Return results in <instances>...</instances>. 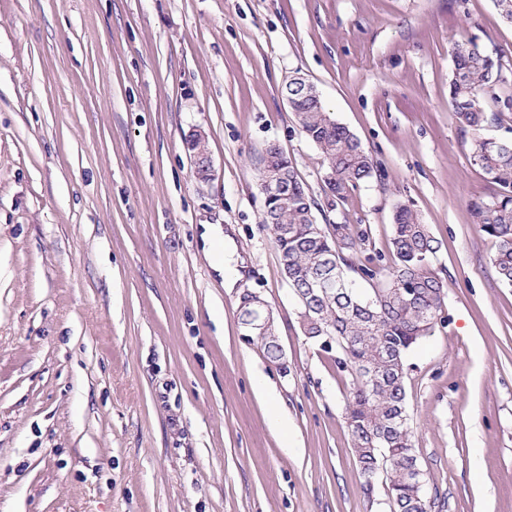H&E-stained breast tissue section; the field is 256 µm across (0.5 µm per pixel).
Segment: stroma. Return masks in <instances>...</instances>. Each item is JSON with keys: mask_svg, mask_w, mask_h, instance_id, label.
I'll list each match as a JSON object with an SVG mask.
<instances>
[{"mask_svg": "<svg viewBox=\"0 0 512 512\" xmlns=\"http://www.w3.org/2000/svg\"><path fill=\"white\" fill-rule=\"evenodd\" d=\"M457 40L512 79L492 0H0V512H388L263 224L269 144L326 200L295 74L376 165L328 222L381 249L405 204L441 243L444 320L406 391L442 512H512V287L469 208L495 186L448 101ZM247 292L283 364L244 339ZM206 141V135L201 130H193L184 138L185 148L194 166V173L199 178L211 179L213 176L209 152L201 147ZM197 144H199L197 146ZM217 224L203 225V232L201 234L202 244L204 250L212 258L213 268L223 277V280L232 281L235 275V270L230 267L224 257V235L221 238V231ZM222 241V247L217 250V243Z\"/></svg>", "mask_w": 512, "mask_h": 512, "instance_id": "obj_1", "label": "stroma"}]
</instances>
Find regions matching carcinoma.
I'll return each instance as SVG.
<instances>
[{"mask_svg":"<svg viewBox=\"0 0 512 512\" xmlns=\"http://www.w3.org/2000/svg\"><path fill=\"white\" fill-rule=\"evenodd\" d=\"M453 68L448 76V96L459 127L474 131L470 162L491 179L496 192L476 199L470 209L480 231L496 243L492 258L499 280L512 286V141L483 136L480 131L499 125L502 113L486 112L479 104L484 93L512 108V96L494 93L507 85L501 59L472 41L452 45ZM300 131L318 149L324 182L336 209L345 206L354 191L372 178V157L357 136L326 111L323 102L297 103ZM279 163L288 167V200L275 204L263 218L277 246L285 277L299 303V326L348 381L344 416L352 452L371 495L384 483L390 512H433L438 497L428 493L433 484L421 468L408 424L406 408L407 358L432 335L446 299L443 280L432 265L440 249L429 225L403 205L394 214L386 251L367 247L370 230L350 224L322 225L320 207L308 192L288 158L265 159L260 178ZM391 254L393 266L386 282L374 286L379 264ZM371 285L366 291L357 286ZM243 295L239 321L257 314L254 301ZM272 362L284 360L276 336H254Z\"/></svg>","mask_w":512,"mask_h":512,"instance_id":"carcinoma-1","label":"carcinoma"}]
</instances>
